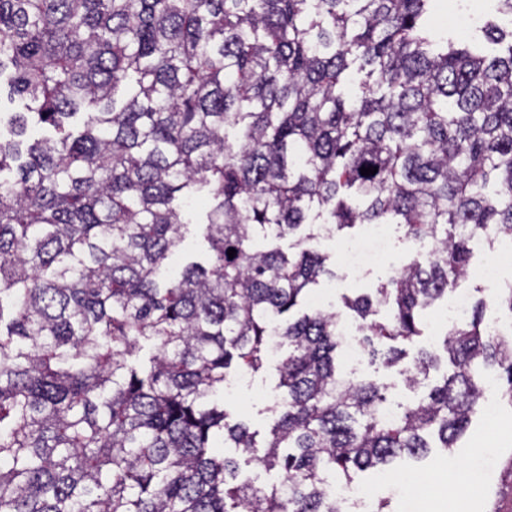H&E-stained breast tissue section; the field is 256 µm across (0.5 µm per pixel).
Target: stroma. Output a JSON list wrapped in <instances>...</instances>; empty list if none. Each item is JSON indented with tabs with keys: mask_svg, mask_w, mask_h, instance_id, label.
Wrapping results in <instances>:
<instances>
[{
	"mask_svg": "<svg viewBox=\"0 0 512 512\" xmlns=\"http://www.w3.org/2000/svg\"><path fill=\"white\" fill-rule=\"evenodd\" d=\"M428 28L434 38L454 37L469 41L480 36L481 24L499 21L496 0H432ZM392 248L375 258L364 269L347 268L342 246L357 238L359 229L336 233L330 238L316 239L315 247L330 256L329 264L336 273L334 281L323 284L320 294L326 295L329 306L335 307L341 320L352 323L343 297L374 293L386 280L392 266H404L417 258L421 244L411 240L402 226L389 227ZM277 360H267L258 371L237 376L236 385L224 395L231 410L246 420L250 429L267 436L277 415L271 397L279 384ZM342 374L370 380L386 389L387 404L398 407L423 396L427 389L441 383L452 367L441 361L431 370L422 386L409 388L399 368H387L380 362L364 361L360 370H353L346 359H339ZM497 425H489L484 411H477L455 448L431 449L428 457L417 461L403 456L390 466L394 484L381 483L379 470L355 474V484L376 487L374 503L385 504V512H458L459 499H467V512H512V403L499 401Z\"/></svg>",
	"mask_w": 512,
	"mask_h": 512,
	"instance_id": "stroma-1",
	"label": "stroma"
}]
</instances>
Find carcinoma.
<instances>
[{
	"mask_svg": "<svg viewBox=\"0 0 512 512\" xmlns=\"http://www.w3.org/2000/svg\"><path fill=\"white\" fill-rule=\"evenodd\" d=\"M430 2L0 0V88L23 104L0 133V512H341L325 474L454 447L485 397L474 364L512 403V337L481 300L445 333L452 373L393 420L381 386L341 375L338 313L296 314L336 278L312 224L403 226L430 251L344 300L395 367L474 235L512 241V29L435 43ZM197 196L210 265L168 276ZM308 224L292 254L253 248ZM273 334L260 447L224 383ZM438 363L420 350L406 385ZM238 455L282 483L238 481Z\"/></svg>",
	"mask_w": 512,
	"mask_h": 512,
	"instance_id": "obj_1",
	"label": "carcinoma"
}]
</instances>
